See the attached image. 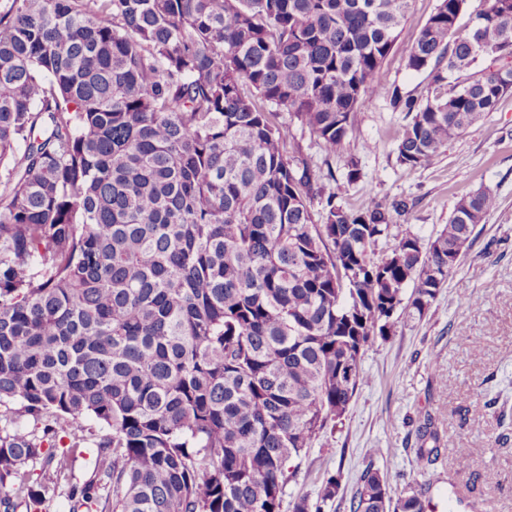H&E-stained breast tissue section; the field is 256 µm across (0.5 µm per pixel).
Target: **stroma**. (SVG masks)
Segmentation results:
<instances>
[{"mask_svg":"<svg viewBox=\"0 0 512 512\" xmlns=\"http://www.w3.org/2000/svg\"><path fill=\"white\" fill-rule=\"evenodd\" d=\"M437 4L414 0L383 65L388 83L401 93L421 97L427 91V72L408 69L406 55ZM279 120L289 128L290 151L308 158L320 185L339 204L357 210L374 201H407L391 237L376 245V258L387 256L396 237L408 232L433 241L467 193L482 189L497 198L426 317L396 325L391 336L367 347L363 381L346 415L303 458L288 493L316 500L322 476L333 474L340 496L322 512H348L359 477L371 464L387 473L393 490L429 484L427 497L441 512H469L474 500L483 512H512V444L499 443L501 427L489 406L492 398H512V93L449 141L427 168L397 162L406 117L384 97L365 102L343 154L331 159L288 113ZM351 156L361 169L353 181L346 166ZM429 415L438 421L441 458L426 473L415 451L418 429ZM460 448L470 455L461 472L455 464ZM434 475L439 483H431Z\"/></svg>","mask_w":512,"mask_h":512,"instance_id":"stroma-1","label":"stroma"}]
</instances>
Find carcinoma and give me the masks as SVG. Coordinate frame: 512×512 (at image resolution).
Segmentation results:
<instances>
[{"mask_svg": "<svg viewBox=\"0 0 512 512\" xmlns=\"http://www.w3.org/2000/svg\"><path fill=\"white\" fill-rule=\"evenodd\" d=\"M412 2L0 0V512H282L368 345L427 315L497 206L466 194L430 246L376 260L407 204L345 209L289 155L282 112L334 157L386 97L397 162L425 168L497 109L512 65L474 68L512 59V0L463 31L466 0H439L406 59L430 70L420 100L383 79ZM89 420L107 433L75 482ZM419 437L426 470L432 417ZM428 505L372 465L349 501Z\"/></svg>", "mask_w": 512, "mask_h": 512, "instance_id": "carcinoma-1", "label": "carcinoma"}]
</instances>
